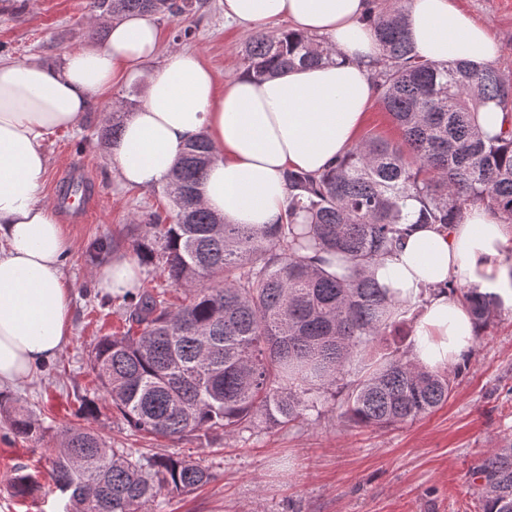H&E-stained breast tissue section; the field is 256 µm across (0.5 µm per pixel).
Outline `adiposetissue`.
Returning a JSON list of instances; mask_svg holds the SVG:
<instances>
[{
	"label": "adipose tissue",
	"instance_id": "1",
	"mask_svg": "<svg viewBox=\"0 0 512 512\" xmlns=\"http://www.w3.org/2000/svg\"><path fill=\"white\" fill-rule=\"evenodd\" d=\"M368 8V0H224L232 24L282 21L325 38L340 57L266 80L244 75L222 90L197 54H160L159 27L147 13L109 22L104 45L74 50L59 66L0 60V386L24 385L72 334L74 288L62 264L75 244L42 196L47 138L76 126L97 98L157 61L144 103L110 149L119 178L143 188L165 184L183 145L202 133L214 148L199 187L204 206L233 224L279 223L285 172L322 173L353 146L377 99L371 75L379 50L364 21ZM405 20L425 59L487 66L499 55L486 26L452 0H411ZM511 243L512 226L476 207L445 230L406 225L401 247L376 261L374 277L401 305H423L416 364L437 371L472 347L470 312L449 297L448 280L465 279L512 308V278L502 265ZM140 275L132 256L96 271L99 288L112 296Z\"/></svg>",
	"mask_w": 512,
	"mask_h": 512
}]
</instances>
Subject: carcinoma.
I'll return each mask as SVG.
<instances>
[{
    "mask_svg": "<svg viewBox=\"0 0 512 512\" xmlns=\"http://www.w3.org/2000/svg\"><path fill=\"white\" fill-rule=\"evenodd\" d=\"M208 0H90L91 18L149 12L181 18ZM404 8L370 14L379 46L373 81L379 103L401 133L369 138L321 175L285 173L288 206L280 224H230L200 201L198 185L213 160L199 135L180 152L162 194L170 209H150L132 245L157 264L168 286L188 292L172 307L166 291L139 286L122 295L127 328L101 337L90 363L99 388L129 429L179 441L189 435L244 431L318 408L352 359L384 336L399 303L369 273L399 246L404 224H456L473 207L512 224V126L481 130L489 101L512 114V80L495 67L436 63L416 53ZM336 50L288 30L260 32L245 46V73L257 79L297 65L328 62ZM127 105L115 102L100 136L117 139ZM477 327L497 315V298L448 281ZM448 374L426 371L399 353L373 362L345 400L343 415L362 426L412 421L448 401ZM15 434L37 436L30 411L9 409ZM482 512H512V442L490 449L475 467ZM47 477L65 512H142L162 492H191L211 473L180 456L112 448L85 427L64 431ZM16 495L37 490L16 472Z\"/></svg>",
    "mask_w": 512,
    "mask_h": 512,
    "instance_id": "obj_1",
    "label": "carcinoma"
}]
</instances>
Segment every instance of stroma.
<instances>
[{"mask_svg": "<svg viewBox=\"0 0 512 512\" xmlns=\"http://www.w3.org/2000/svg\"><path fill=\"white\" fill-rule=\"evenodd\" d=\"M488 27L500 46L495 66L512 78V0H454ZM190 18L198 53L218 85L245 71L249 29L228 25L221 0ZM90 28L89 0H0V59L61 65L76 49L101 44ZM107 103H93L83 122L47 139L44 199H52L66 164L85 165L95 206L84 221L60 220L77 248L64 260L74 283L72 336L59 358L38 368L23 387L0 390L32 410L40 438L15 435L0 416V512H63L65 498L49 482L45 457L66 428L95 429L115 448L178 454L208 468L210 483L183 494H162L149 512H480L473 470L485 454L512 437V309L501 310L461 360L446 403L414 421L363 427L342 417L346 389L321 395L316 411L279 426L257 422L232 435L190 436L177 442L135 434L110 402L97 398L90 352L100 336L124 325L122 299L97 288L99 240L116 239V254L132 252L135 224L149 206L164 207L160 188L120 181L109 145L97 130ZM420 305L407 307L372 355L413 353ZM25 469L40 484L15 496L10 481Z\"/></svg>", "mask_w": 512, "mask_h": 512, "instance_id": "35a3bbf8", "label": "stroma"}]
</instances>
